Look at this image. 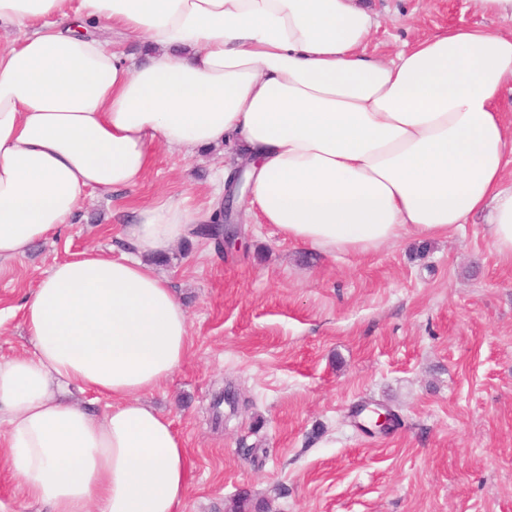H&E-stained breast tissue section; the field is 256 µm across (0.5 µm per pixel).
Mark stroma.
I'll return each instance as SVG.
<instances>
[{
  "instance_id": "obj_1",
  "label": "stroma",
  "mask_w": 512,
  "mask_h": 512,
  "mask_svg": "<svg viewBox=\"0 0 512 512\" xmlns=\"http://www.w3.org/2000/svg\"><path fill=\"white\" fill-rule=\"evenodd\" d=\"M379 25L368 54L459 21L508 33L470 0H363ZM234 148H156L142 184L89 194L72 224L0 273V359L30 343L21 307L50 267L118 246L130 212L190 198L208 211ZM241 246L193 235L157 269L190 321L191 348L149 401L170 414L188 455L179 512H231L246 495L269 512H512V260L485 215L456 234L364 256L302 248L244 208ZM399 417L367 434L352 415Z\"/></svg>"
}]
</instances>
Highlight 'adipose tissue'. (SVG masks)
<instances>
[{
    "instance_id": "ef3b65f1",
    "label": "adipose tissue",
    "mask_w": 512,
    "mask_h": 512,
    "mask_svg": "<svg viewBox=\"0 0 512 512\" xmlns=\"http://www.w3.org/2000/svg\"><path fill=\"white\" fill-rule=\"evenodd\" d=\"M91 20L116 45L81 38ZM375 24L358 0H0L17 35L0 48V270L87 193L139 186L157 144L246 152V203L297 245L363 256L483 212L512 260L497 107L512 34L462 22L382 60L363 49ZM199 218L182 199L141 209L121 256L81 252L27 295L31 349L0 360V454L48 512H177L186 497L183 440L146 395L183 364L189 319L151 261Z\"/></svg>"
}]
</instances>
